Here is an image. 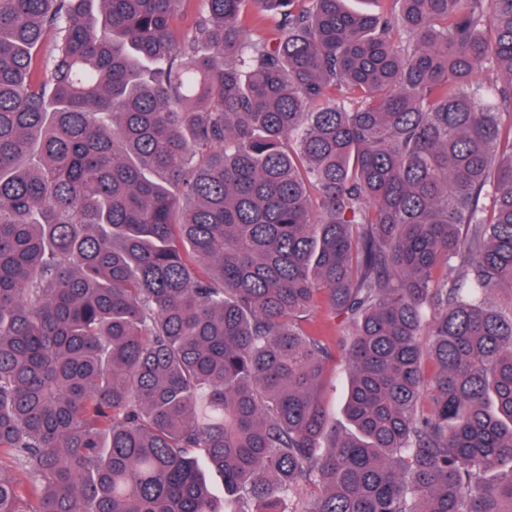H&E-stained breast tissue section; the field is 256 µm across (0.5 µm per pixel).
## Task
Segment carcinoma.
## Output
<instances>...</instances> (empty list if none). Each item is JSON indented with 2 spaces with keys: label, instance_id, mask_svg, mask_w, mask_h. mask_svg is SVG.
<instances>
[{
  "label": "carcinoma",
  "instance_id": "obj_1",
  "mask_svg": "<svg viewBox=\"0 0 512 512\" xmlns=\"http://www.w3.org/2000/svg\"><path fill=\"white\" fill-rule=\"evenodd\" d=\"M181 2L0 0V512H512V0ZM338 321L339 319L333 317L326 307L320 305L306 317L303 324L317 328L320 336L330 346L332 353V359L329 361L330 377L321 391V400L327 412L329 425L331 427L336 425V428L346 430L348 424L343 413V404L350 368L343 352L336 349L337 337L342 336L346 331Z\"/></svg>",
  "mask_w": 512,
  "mask_h": 512
}]
</instances>
